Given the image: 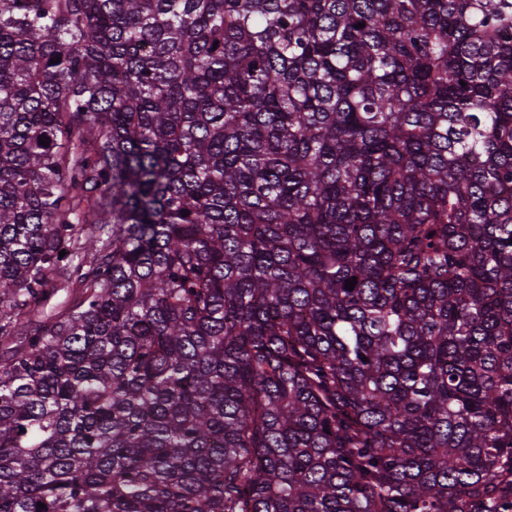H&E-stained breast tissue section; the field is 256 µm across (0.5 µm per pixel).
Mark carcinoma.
Wrapping results in <instances>:
<instances>
[{
    "label": "carcinoma",
    "instance_id": "obj_1",
    "mask_svg": "<svg viewBox=\"0 0 512 512\" xmlns=\"http://www.w3.org/2000/svg\"><path fill=\"white\" fill-rule=\"evenodd\" d=\"M0 354V512H512V0H0Z\"/></svg>",
    "mask_w": 512,
    "mask_h": 512
}]
</instances>
